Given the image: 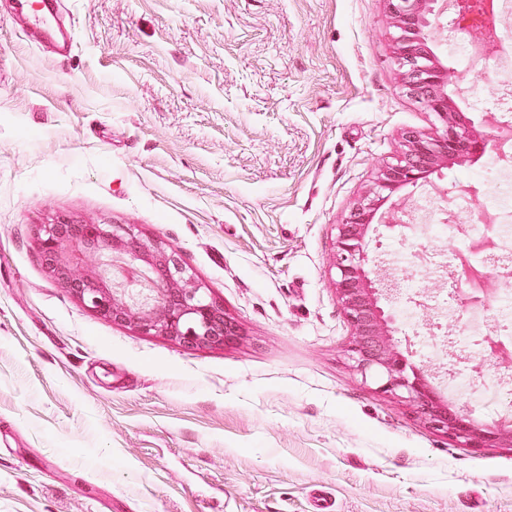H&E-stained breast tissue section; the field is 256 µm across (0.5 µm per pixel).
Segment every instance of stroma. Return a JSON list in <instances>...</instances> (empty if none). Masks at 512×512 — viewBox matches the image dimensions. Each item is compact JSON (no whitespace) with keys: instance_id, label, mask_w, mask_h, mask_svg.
Returning <instances> with one entry per match:
<instances>
[{"instance_id":"35a3bbf8","label":"stroma","mask_w":512,"mask_h":512,"mask_svg":"<svg viewBox=\"0 0 512 512\" xmlns=\"http://www.w3.org/2000/svg\"><path fill=\"white\" fill-rule=\"evenodd\" d=\"M25 2L0 0V512H512V447L458 445L345 353L336 226L406 133L441 132L386 0H59L63 59ZM430 47L479 119L492 67L452 60L443 24ZM434 181L482 224L488 151ZM62 220L162 241L239 339L87 309L38 250Z\"/></svg>"}]
</instances>
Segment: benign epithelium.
<instances>
[{
  "label": "benign epithelium",
  "instance_id": "1",
  "mask_svg": "<svg viewBox=\"0 0 512 512\" xmlns=\"http://www.w3.org/2000/svg\"><path fill=\"white\" fill-rule=\"evenodd\" d=\"M441 0H387L398 30L395 54L411 96L436 117L442 131L435 138L405 135L406 149L380 170L371 191L337 225L334 245L336 292L352 327L347 352L357 369L380 391L413 406L423 422L467 448L512 446V426L482 429L463 410L435 398L424 377L387 340L388 322L380 297L393 295L377 264L371 262L369 234L374 218L396 191L415 185L449 163L462 164L480 137L475 123L459 112L448 90V68L425 53L436 29ZM40 255L49 272L94 313L129 324L146 335L169 336L187 347L224 346L240 336L224 307L162 242L136 234L126 224H45L38 234ZM121 255L132 269L152 275V287L134 295L112 284L102 271L75 272L86 251Z\"/></svg>",
  "mask_w": 512,
  "mask_h": 512
}]
</instances>
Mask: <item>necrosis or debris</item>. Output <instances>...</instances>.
<instances>
[{
    "instance_id": "obj_1",
    "label": "necrosis or debris",
    "mask_w": 512,
    "mask_h": 512,
    "mask_svg": "<svg viewBox=\"0 0 512 512\" xmlns=\"http://www.w3.org/2000/svg\"><path fill=\"white\" fill-rule=\"evenodd\" d=\"M497 27L503 38L498 50L482 51L471 42L469 33L449 41V52L457 57L462 67L470 68L492 64L498 95L494 101L496 111L512 117V0H498ZM512 157V140H495L491 158L495 160L496 197L485 206V216L492 228L484 249H477L478 235L472 225L461 221L457 212H435L431 195H419L401 228L403 236L423 239L446 233L461 243L458 258L449 260L432 251L394 252L393 265L425 268L439 273L442 288L434 293H423L414 281L400 282L396 302L402 308V319L411 327L417 339L419 353L424 358L446 361L449 352L472 350L481 353V346H469L467 336L483 335L487 326L484 308L461 307L462 294L492 298L497 323L503 329L498 333L500 343L512 347V290L500 287L497 272L501 267H512V164H503L501 156ZM463 316L467 336H450L440 340L427 333L424 323L449 317ZM449 395L461 398L481 411L512 419V375L491 385L476 388L473 378L465 372L448 376Z\"/></svg>"
}]
</instances>
